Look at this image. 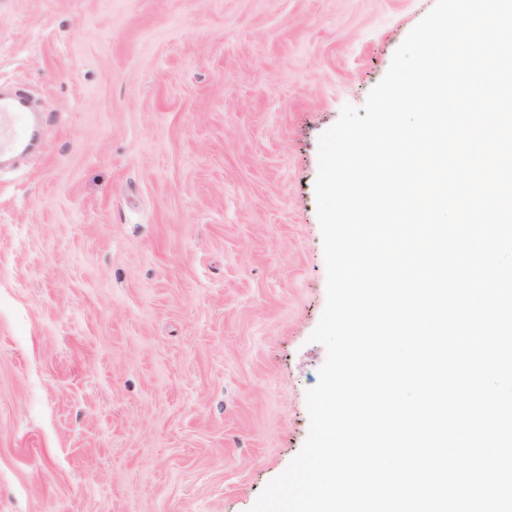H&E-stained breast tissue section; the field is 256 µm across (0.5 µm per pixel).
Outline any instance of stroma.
Masks as SVG:
<instances>
[{
	"label": "stroma",
	"instance_id": "obj_1",
	"mask_svg": "<svg viewBox=\"0 0 512 512\" xmlns=\"http://www.w3.org/2000/svg\"><path fill=\"white\" fill-rule=\"evenodd\" d=\"M435 0H0V512H249L325 347L320 136ZM34 134L27 100L18 95L0 97V158L24 151Z\"/></svg>",
	"mask_w": 512,
	"mask_h": 512
}]
</instances>
